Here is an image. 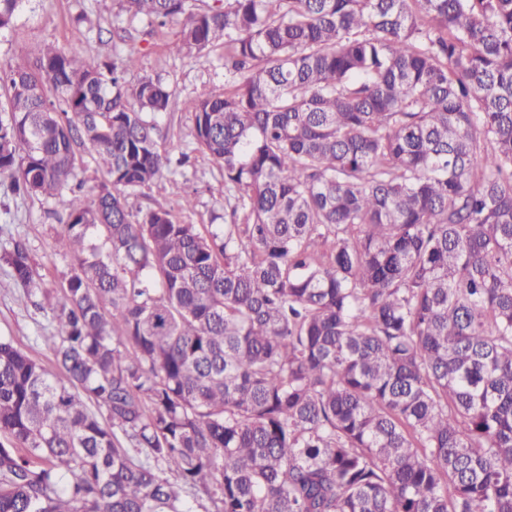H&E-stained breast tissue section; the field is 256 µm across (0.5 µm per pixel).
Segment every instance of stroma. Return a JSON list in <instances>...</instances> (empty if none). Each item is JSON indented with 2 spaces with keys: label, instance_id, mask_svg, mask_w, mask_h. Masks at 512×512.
<instances>
[{
  "label": "stroma",
  "instance_id": "1",
  "mask_svg": "<svg viewBox=\"0 0 512 512\" xmlns=\"http://www.w3.org/2000/svg\"><path fill=\"white\" fill-rule=\"evenodd\" d=\"M87 16L91 29L76 36V19ZM118 28L137 30V75L161 76L175 91V102L161 120L162 145L187 153L188 165L173 168L158 185L129 198L132 209L162 205L179 220L192 224H220L224 221V173L197 149L190 113L182 108L187 98L204 95L224 83V51L215 49L191 58L177 48V25L155 35H145L144 25L120 14L118 0H23L10 30L0 31V67L24 54L35 43L47 42L70 48L85 56L124 52L126 45L113 38ZM192 197V210H181L185 197ZM54 201L13 194L8 180L0 178V249L12 237L25 238L40 273L46 281L58 280L68 272L71 259L60 251L56 235L60 229ZM20 292L0 263V336L10 337L16 346L45 365L54 362L43 344L47 325L44 314L19 305Z\"/></svg>",
  "mask_w": 512,
  "mask_h": 512
}]
</instances>
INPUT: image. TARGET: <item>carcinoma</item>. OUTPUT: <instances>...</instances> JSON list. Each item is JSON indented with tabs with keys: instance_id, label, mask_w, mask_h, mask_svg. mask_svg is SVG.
I'll return each mask as SVG.
<instances>
[{
	"instance_id": "carcinoma-1",
	"label": "carcinoma",
	"mask_w": 512,
	"mask_h": 512,
	"mask_svg": "<svg viewBox=\"0 0 512 512\" xmlns=\"http://www.w3.org/2000/svg\"><path fill=\"white\" fill-rule=\"evenodd\" d=\"M119 2L224 48L184 101L224 228L129 208L175 99L135 50L0 70L74 261L0 252L55 358L0 336V512H512V0Z\"/></svg>"
}]
</instances>
